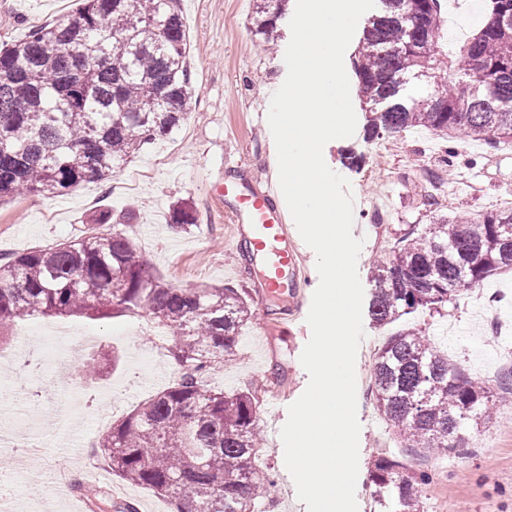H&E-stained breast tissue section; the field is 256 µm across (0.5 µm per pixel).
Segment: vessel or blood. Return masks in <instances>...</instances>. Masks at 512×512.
Here are the masks:
<instances>
[{
    "mask_svg": "<svg viewBox=\"0 0 512 512\" xmlns=\"http://www.w3.org/2000/svg\"><path fill=\"white\" fill-rule=\"evenodd\" d=\"M236 236H247L265 255L263 282L268 293L290 290L296 300L306 297L313 279L305 265L304 246L288 225V213L277 188H256L246 179L229 176L216 188Z\"/></svg>",
    "mask_w": 512,
    "mask_h": 512,
    "instance_id": "1",
    "label": "vessel or blood"
}]
</instances>
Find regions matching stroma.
Returning <instances> with one entry per match:
<instances>
[{"label": "stroma", "instance_id": "stroma-1", "mask_svg": "<svg viewBox=\"0 0 512 512\" xmlns=\"http://www.w3.org/2000/svg\"><path fill=\"white\" fill-rule=\"evenodd\" d=\"M80 4L0 0V44L25 37L32 27L68 19ZM255 7V0H182L195 90L182 125L107 182L56 197L28 194L0 203V257L94 233L92 219L99 212H131V223L121 230L165 283L181 288L230 284L249 293L253 321L242 328L232 359L216 366L206 384L232 395L261 382L260 403L276 395L288 406L309 381L300 355L310 328L290 319L295 305L290 294L265 296L260 262L253 255L240 257L224 207L211 193L229 171L260 185L277 176L265 114L287 75L283 57L291 33L288 20H280L277 44L266 46L251 31ZM356 118L354 136L328 142L324 159L351 183L353 227L364 241L358 272L368 293L371 265L387 255L400 229L421 228L442 216L493 211L500 192L512 186V150L477 138H433L428 128L416 126L387 136L386 149L377 152L365 136L367 113L357 111ZM178 202L193 208L194 224L171 227L170 210ZM497 315L505 324L499 332L474 314L465 296L395 324L429 336L436 324L454 323L460 334L447 342L449 360L468 377L489 383L499 398L490 424L496 433L493 447L472 444L445 455L396 443L371 393L375 353L388 332L364 319L356 359L358 512H374L369 473L381 454L429 474L431 489L421 497V512H512V393L501 384L512 373V300L501 302ZM259 321L267 324L261 335L255 332ZM131 324L126 317L38 318L25 325L27 341L12 334L0 343V434L16 438L25 434L26 420L34 419L46 440L35 454L0 450V477L7 481L0 512H89L79 495L61 499L53 490L51 477L61 461L77 476L94 467L98 487L113 504L172 512L167 498L123 480L103 457L84 455V443L97 442L106 431L97 422L102 410L112 409V422H119L178 377L170 355L155 356L152 334H132ZM261 436L266 450L261 467L271 473L275 495L258 499L256 512H291L298 498L284 453L272 426H263Z\"/></svg>", "mask_w": 512, "mask_h": 512}]
</instances>
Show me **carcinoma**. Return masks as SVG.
<instances>
[{
	"label": "carcinoma",
	"instance_id": "cac0c4a2",
	"mask_svg": "<svg viewBox=\"0 0 512 512\" xmlns=\"http://www.w3.org/2000/svg\"><path fill=\"white\" fill-rule=\"evenodd\" d=\"M284 0H256L255 33L278 40ZM442 0H384L355 71L371 106L368 135L415 126L512 144V0L441 59ZM180 0H82L72 18L0 46V200L101 183L181 125L194 90ZM171 221L192 224L180 203ZM512 271V210L440 217L401 230L371 270L372 322L386 327L445 305ZM148 314L167 330L179 377L97 443L112 470L169 499L175 512H255L274 480L253 465L258 397L209 389L251 317L247 290L162 281L123 232L34 248L0 263V333L40 316L90 320ZM372 395L408 448L461 451L488 426L495 395L415 328L378 348ZM379 512H420L423 473L388 456L370 474Z\"/></svg>",
	"mask_w": 512,
	"mask_h": 512
}]
</instances>
